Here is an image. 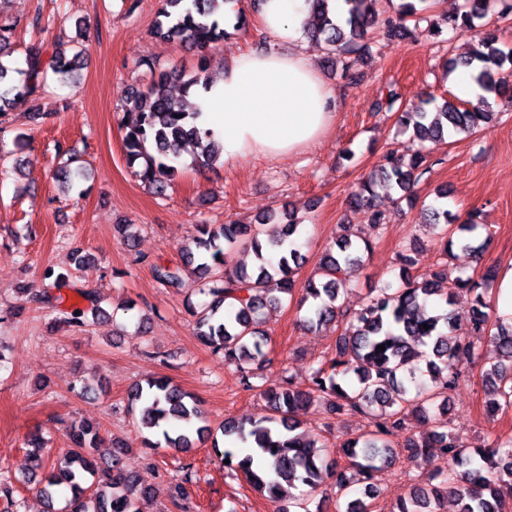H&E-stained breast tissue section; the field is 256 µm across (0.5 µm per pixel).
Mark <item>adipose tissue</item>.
Segmentation results:
<instances>
[{"instance_id": "1", "label": "adipose tissue", "mask_w": 512, "mask_h": 512, "mask_svg": "<svg viewBox=\"0 0 512 512\" xmlns=\"http://www.w3.org/2000/svg\"><path fill=\"white\" fill-rule=\"evenodd\" d=\"M307 13V0H262L261 30L274 48L232 56L199 96L204 126L224 139V162L295 155L332 124L333 93L299 43Z\"/></svg>"}]
</instances>
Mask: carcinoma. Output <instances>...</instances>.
Returning a JSON list of instances; mask_svg holds the SVG:
<instances>
[{"mask_svg": "<svg viewBox=\"0 0 512 512\" xmlns=\"http://www.w3.org/2000/svg\"><path fill=\"white\" fill-rule=\"evenodd\" d=\"M160 2L153 23L155 36L178 48L199 52L197 69L156 75L152 62H141L151 71V81L123 97L125 110L137 113V120L125 127L122 141L127 163L139 166L136 176L163 197L178 173L177 162L186 146H192L193 166L198 169L213 167L223 152L216 134L199 124L200 112L191 95L199 88L206 92L213 84L209 59L200 48L224 42L228 29L242 28L245 19L240 12L232 24L224 19L225 4L231 0ZM328 2L308 0L305 34L326 52L332 67L353 81L368 53L369 33L378 30L391 41L409 37L407 22L421 19L423 4L429 0H401L396 14L388 16L376 9L378 0H344L346 11L341 17L330 13ZM492 3L498 6L500 16H512V0H464L462 6L443 14L444 26L435 31L437 36L447 30L470 38L468 56L448 59V67L472 71L483 91L477 103L446 98L438 105L426 97L404 104L401 95L392 90L377 103L380 111L400 112V123L412 128L421 151L408 160L394 152L386 154L352 191L353 203L370 213L371 227H380L382 216L378 188L388 186L409 197L411 188L429 172L424 165L425 143L439 145L457 134L475 133L489 118L486 108L492 94L512 100V83L495 78L492 71V66L505 60L512 63V49H504L495 32L480 31L476 25ZM8 56L6 37L0 36V112L4 114L18 99L36 101L51 80L75 82L83 49L75 45L68 56L56 47L33 45L25 51L19 68L4 62ZM173 80L181 83L178 97L169 91ZM58 152L68 159L58 168L57 180L71 192L83 177V166L69 151L60 147ZM427 212L429 226L449 235L443 256L456 247L481 259L491 237L481 240L476 235L479 224L474 214H467L448 229L440 227L441 222L448 221L447 204L429 207ZM272 218L270 214L260 224H199L192 245L182 250L183 265H152L153 278L163 287L179 284L185 268L203 281L199 293L207 300L192 310L193 333L224 358V365L235 367L249 389L255 376L251 365L264 362L267 346L266 334L259 329L262 310L299 289L298 309L304 311L303 323L308 329L336 322L345 316L338 298L346 289V277L363 266L362 256L370 249L369 240L359 242L348 232L341 234L335 247L325 251L315 274L300 283L301 254L296 235L302 225L290 221L271 235L266 225ZM266 244L283 250L277 261L264 254ZM238 246L248 248L257 260L249 271L232 263L231 253ZM418 254L414 244L398 253L401 284L395 287L386 283L371 290L367 303L351 316L345 332L336 340L335 356L314 369L309 385L301 388L290 383L260 391L275 416L259 421H224L222 447L211 429L197 425L203 414L190 393L162 376L136 384L128 402L131 410L139 411L140 427L153 434L145 440V447L186 453L196 442L210 439L214 452L229 459L227 467L242 473L252 488L273 504L274 512H312L308 500L293 496L290 489L300 483L315 492L329 476L335 478L336 499L346 501L344 512H370L366 499L374 496L368 483L373 473L399 461L418 467L437 452L447 458L448 472L435 471L424 485L399 497L393 512H444L450 499L456 512H512V438L497 437L483 447H471L447 418L450 392L465 380V370L453 362L476 354L473 336L489 337L499 356L483 376L488 412L494 415L512 408V326H505L499 315L491 317L488 299V285L497 279V268L486 267L478 282L454 274L445 260L414 276L409 270L417 265ZM457 290L471 295V307L465 315L454 308ZM24 292L35 303L52 304L61 322L75 328L87 325L85 311L64 307L62 296L31 288ZM379 345L385 349L376 350ZM422 360L426 361L424 370L419 367ZM444 369L448 374H442ZM426 374L431 378L429 384ZM311 407L373 419L372 429L345 441L347 466L330 469L321 458L325 444L302 429L298 416ZM414 417L434 419L435 430L428 436H403ZM68 435L73 448L58 464L45 461L41 439L27 441L35 468H49L40 488L48 505L54 506L62 487L70 497L59 512H139L142 490L135 477L120 466L124 449H113L112 460L100 467L94 459L98 429L74 420Z\"/></svg>", "mask_w": 512, "mask_h": 512, "instance_id": "cac0c4a2", "label": "carcinoma"}]
</instances>
